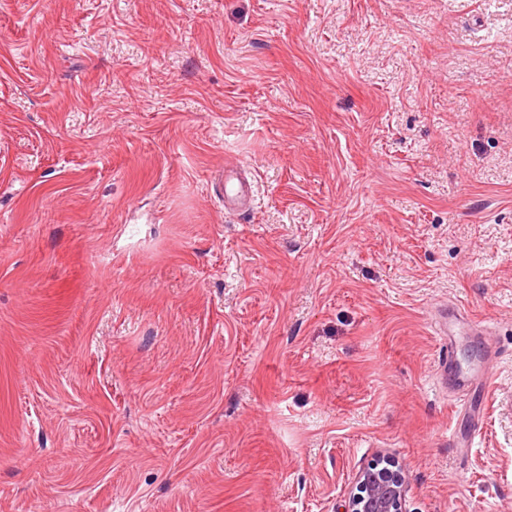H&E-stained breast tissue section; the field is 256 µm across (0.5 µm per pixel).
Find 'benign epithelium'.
Listing matches in <instances>:
<instances>
[{
    "instance_id": "benign-epithelium-1",
    "label": "benign epithelium",
    "mask_w": 512,
    "mask_h": 512,
    "mask_svg": "<svg viewBox=\"0 0 512 512\" xmlns=\"http://www.w3.org/2000/svg\"><path fill=\"white\" fill-rule=\"evenodd\" d=\"M407 478L398 463L379 459L364 467L343 504V512H407Z\"/></svg>"
}]
</instances>
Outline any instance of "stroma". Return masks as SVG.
<instances>
[{
  "mask_svg": "<svg viewBox=\"0 0 512 512\" xmlns=\"http://www.w3.org/2000/svg\"><path fill=\"white\" fill-rule=\"evenodd\" d=\"M382 454L512 512V0H0V512H341ZM220 196L224 199L225 213L241 214L254 197V182L237 174H224Z\"/></svg>",
  "mask_w": 512,
  "mask_h": 512,
  "instance_id": "obj_1",
  "label": "stroma"
}]
</instances>
